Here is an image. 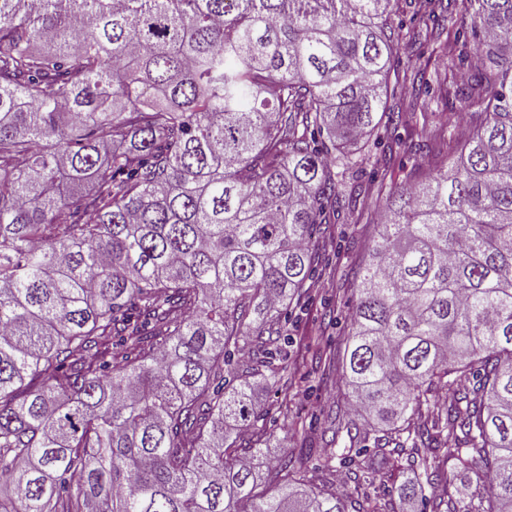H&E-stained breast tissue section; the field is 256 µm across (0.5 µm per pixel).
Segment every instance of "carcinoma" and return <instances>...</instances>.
<instances>
[{
    "label": "carcinoma",
    "mask_w": 512,
    "mask_h": 512,
    "mask_svg": "<svg viewBox=\"0 0 512 512\" xmlns=\"http://www.w3.org/2000/svg\"><path fill=\"white\" fill-rule=\"evenodd\" d=\"M393 2L0 0V512H388L267 456L252 386L364 204L351 147L430 88L400 43L469 61ZM468 2L485 119L378 209L335 416L416 451L420 512H512V0Z\"/></svg>",
    "instance_id": "1"
}]
</instances>
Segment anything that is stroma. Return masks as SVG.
<instances>
[{"mask_svg": "<svg viewBox=\"0 0 512 512\" xmlns=\"http://www.w3.org/2000/svg\"><path fill=\"white\" fill-rule=\"evenodd\" d=\"M404 109L415 111L414 119L395 129H376L362 151L371 158L357 181L368 192V208L362 219L331 224L317 236L314 274L302 307L293 309L283 334L288 340L286 391L259 383L256 400L267 420L273 452L305 449L297 470L313 475L325 489L353 491L360 466H368L374 483L396 512H402L396 490L413 479L411 457L394 452L366 459H347L344 438L333 435L327 418L330 410L345 405L347 389L341 380L342 364L338 343L350 322L356 286L355 270L364 260L377 233L372 220L385 199L384 187L407 183L413 168L429 160L423 146L440 127L460 137L461 116L481 121L485 105L478 100L439 98L431 103L414 96L411 87L397 92ZM330 448L335 454V470L322 469L318 451Z\"/></svg>", "mask_w": 512, "mask_h": 512, "instance_id": "1", "label": "stroma"}]
</instances>
